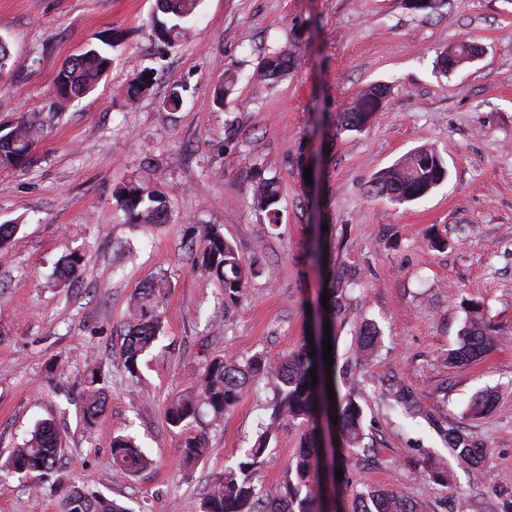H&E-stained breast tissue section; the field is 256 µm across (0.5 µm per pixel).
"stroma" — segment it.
Wrapping results in <instances>:
<instances>
[{
  "instance_id": "1",
  "label": "stroma",
  "mask_w": 512,
  "mask_h": 512,
  "mask_svg": "<svg viewBox=\"0 0 512 512\" xmlns=\"http://www.w3.org/2000/svg\"><path fill=\"white\" fill-rule=\"evenodd\" d=\"M156 13L155 0H0V37L19 60L0 77V122L41 112L62 63L98 32L122 36L96 90L59 110L31 163L0 170V224L18 227L0 259V512H59L61 488L34 487L4 465L50 417L60 470L86 495L130 512H199L210 481L242 460L265 419L270 385L256 379L207 427L210 453L188 471L181 445L198 427L169 426L166 399L213 355L299 350L334 278L353 298L337 368L356 353L357 324L369 319L382 332L373 361L336 378L339 391L362 387L372 448L350 461L338 512H351L366 487L402 491L422 512H512V0H448L435 12L405 0H202L173 47L159 41ZM462 40L477 59L442 71L441 51ZM279 51L294 66L256 80ZM141 69L153 85L127 105L124 87ZM228 70L237 82L219 105L213 87ZM376 83L389 88L385 111L365 130L337 129V114ZM175 84L183 105L163 111ZM422 145L446 163L441 184L404 204L371 194L379 172ZM270 178L275 226L252 204L253 185ZM132 180L165 193L166 223L130 221L116 193ZM213 224L260 269L230 305L220 281L193 271L187 248ZM432 233L446 248L428 246ZM72 252L83 273L64 284L54 270ZM161 276L162 333L133 379L119 361L120 335L136 289ZM472 303L505 334L470 363L448 364ZM92 355L107 375V406L87 425L79 382ZM57 359L60 374L48 369ZM395 385L418 395L421 415L388 408ZM488 388L493 405L470 415ZM443 426L489 449L484 478L453 462L446 482L423 476L426 454L447 452ZM127 434L155 464L116 481L112 439ZM298 441L297 426H280L258 487L279 481Z\"/></svg>"
}]
</instances>
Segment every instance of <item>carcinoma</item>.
<instances>
[{"instance_id": "carcinoma-1", "label": "carcinoma", "mask_w": 512, "mask_h": 512, "mask_svg": "<svg viewBox=\"0 0 512 512\" xmlns=\"http://www.w3.org/2000/svg\"><path fill=\"white\" fill-rule=\"evenodd\" d=\"M199 0H156L157 10L165 19L156 21L158 38L166 45H174L186 36L185 23L195 14ZM121 37L112 30L95 36L72 55L56 75L54 85L57 103L82 98L91 93L100 78L112 64L104 47L119 45ZM475 48L465 42L448 46L442 51L441 69L448 71L468 62ZM292 57L286 53L268 56L259 71L264 81L280 78L292 67ZM235 85V74L226 72L224 81L215 87V102L222 106ZM152 73L142 70L127 84L126 94L131 102L150 90ZM388 88L373 85L360 94L350 106L336 117L337 128L360 131L385 108ZM47 117L21 116L7 123L0 135V169L17 168L29 162L38 143ZM447 175L444 159L435 150L421 146L407 154L400 162L379 173L372 191L394 203L417 200L430 193ZM254 207L267 214L269 221L278 223V190L271 181L259 182L252 188ZM118 203L131 219L141 224H162L167 212L166 200L150 186L131 181L118 196ZM82 259L77 254L61 258L57 277L66 283L81 273ZM193 268L201 274L214 276L224 283V299L236 301L242 295L248 280L256 273L252 264L245 262L237 247L224 238L219 228L212 226L204 235V243L193 256ZM166 283L160 281L136 292L131 324L120 345V359L132 376L138 374L144 355L153 347L161 333L158 308ZM329 313L326 319L331 327V346L350 309L352 300L343 288L329 284ZM379 331L375 324L364 321L358 327V354L355 363L363 364L376 348ZM498 335L496 325L485 313L474 308L469 311L461 333L458 348L448 353V361L461 364L477 358L494 344ZM304 346L297 352L268 356L255 353L248 357L233 354L218 355L207 360L198 380L173 395L165 406L166 422L172 427L193 423L210 424L224 419L242 400L255 378L263 376L272 382L273 397L270 414L258 428L257 437L237 466L224 470L206 489L201 499V512H325L318 473L325 448L318 433L317 417L327 387L336 384V370H325L323 344L315 347L316 357L309 356ZM317 370V384L311 385L310 368ZM81 395L83 417L92 423L102 415L106 405L104 377L97 359L87 363ZM337 413L340 447L345 452L365 453L370 446L364 443L363 408L356 390L333 396ZM417 402L408 390L392 394L390 409L410 413ZM288 421L299 428V448L296 449L281 480L275 487L260 491L254 484V471L262 461L270 440L275 437L282 422ZM444 439L450 446L459 467L475 476L483 475L481 466L489 449L474 447L455 429H443ZM60 451L58 429L54 420L38 422L23 446L12 450L8 465L18 473L35 472L42 481L53 478ZM207 438L203 433L189 435L182 443L183 461L189 465L207 454ZM154 460L135 441L118 436L112 442V477L126 480L147 470ZM425 469L433 477L443 480L447 467L442 458L429 456ZM60 512H125L115 501L89 497L76 487L69 488L60 502ZM354 512H418L417 505L398 490L364 489L355 494Z\"/></svg>"}]
</instances>
